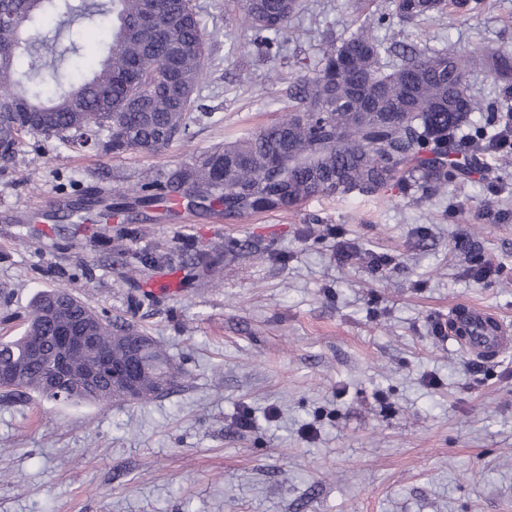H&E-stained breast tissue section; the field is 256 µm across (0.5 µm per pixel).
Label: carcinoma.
<instances>
[{
  "label": "carcinoma",
  "instance_id": "obj_1",
  "mask_svg": "<svg viewBox=\"0 0 512 512\" xmlns=\"http://www.w3.org/2000/svg\"><path fill=\"white\" fill-rule=\"evenodd\" d=\"M144 0H13L16 26L0 36V169L15 157L26 136L56 138L73 151L99 144L106 131L113 151L158 154L177 139L191 137L197 109L194 97L208 65L209 38L193 0H156L157 39L139 26ZM239 19L252 43L278 78L282 59L279 36L303 7V0H237ZM484 0H394V13L407 21H431L448 8L467 14L481 10ZM54 13L60 35L65 27L85 21L112 24V44L98 66L79 82L68 79V51L55 52L50 40L33 33L42 18ZM383 18L359 26L349 36L327 45L319 65L289 86L293 105L281 118L251 135L196 158L171 178L147 180L116 191L150 206L185 185L191 206L206 212L222 207L224 219L248 214L288 211L317 195L358 189L376 193L390 182L408 191L434 194L448 183L471 178L483 150L506 132V119L494 117L481 126L476 112H506L468 91L471 68L484 60L493 80L512 88V53L488 58L475 48L397 51V44L376 30ZM174 73L184 91L181 99L166 89ZM141 108H129L132 98ZM471 129L467 145L458 133ZM65 302L69 324L97 321L98 353L133 364L127 336L141 332L126 320L96 313L67 288L41 292L28 314L23 333L0 341V360L28 355L55 335L59 323L41 316L44 307ZM143 364L138 399L152 398L175 387L177 379L166 353L149 336L138 347ZM22 379L0 383L8 395L43 394L40 362L26 359ZM62 399L79 404L125 402L119 386Z\"/></svg>",
  "mask_w": 512,
  "mask_h": 512
}]
</instances>
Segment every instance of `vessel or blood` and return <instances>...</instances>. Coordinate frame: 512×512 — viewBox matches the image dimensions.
I'll return each instance as SVG.
<instances>
[{
  "instance_id": "b4317fda",
  "label": "vessel or blood",
  "mask_w": 512,
  "mask_h": 512,
  "mask_svg": "<svg viewBox=\"0 0 512 512\" xmlns=\"http://www.w3.org/2000/svg\"><path fill=\"white\" fill-rule=\"evenodd\" d=\"M440 330L443 336L462 344L471 356L491 360L512 350V327L491 312L460 304L449 310Z\"/></svg>"
}]
</instances>
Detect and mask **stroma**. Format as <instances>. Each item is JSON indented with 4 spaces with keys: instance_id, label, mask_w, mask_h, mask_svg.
<instances>
[{
    "instance_id": "35a3bbf8",
    "label": "stroma",
    "mask_w": 512,
    "mask_h": 512,
    "mask_svg": "<svg viewBox=\"0 0 512 512\" xmlns=\"http://www.w3.org/2000/svg\"><path fill=\"white\" fill-rule=\"evenodd\" d=\"M212 32L191 141L158 154L74 152L29 136L0 170V337L21 335L33 297L59 285L99 314L131 317L166 348L178 387L146 401L74 405L0 393V512H512V351L480 363L436 320L474 304L512 325V167L415 201L391 185L317 196L228 222L134 207L92 230L73 205L160 179L276 121L289 83L324 41L391 0H306L282 34L283 81L225 0H194ZM420 47L512 50V0L435 21L392 19ZM214 258L217 281L180 263L118 266L112 246ZM356 249L348 262L338 242ZM387 255L391 265L374 270ZM495 266L474 281L476 259ZM155 288L151 305L134 299ZM252 425L240 427L244 412Z\"/></svg>"
}]
</instances>
